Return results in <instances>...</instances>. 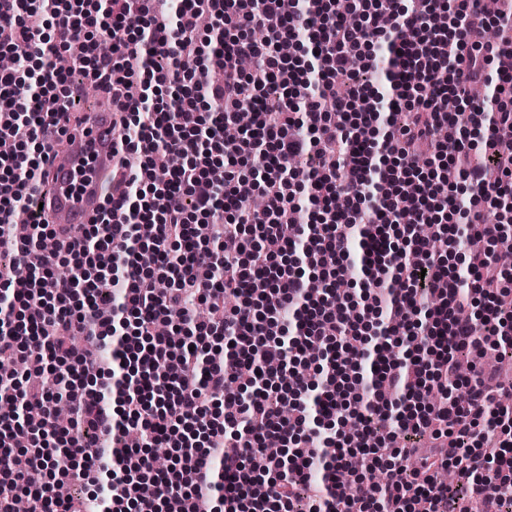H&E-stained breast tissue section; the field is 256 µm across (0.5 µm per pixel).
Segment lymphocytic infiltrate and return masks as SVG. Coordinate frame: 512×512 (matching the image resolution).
I'll use <instances>...</instances> for the list:
<instances>
[{
  "label": "lymphocytic infiltrate",
  "mask_w": 512,
  "mask_h": 512,
  "mask_svg": "<svg viewBox=\"0 0 512 512\" xmlns=\"http://www.w3.org/2000/svg\"><path fill=\"white\" fill-rule=\"evenodd\" d=\"M152 2L0 0V51L22 41L36 63L0 68V237L27 227L0 282V356L30 367L11 399L47 417L62 398L72 410L50 436L0 415V512L20 496L35 512H86L89 498L45 481H93L107 454L98 512H298L303 486L308 512H458L438 478L448 468L484 512H502L512 409L499 399L512 383L480 361L512 336V255L496 249L512 216L485 221L512 195V41L488 39L482 0H358L389 18L382 30L349 23L336 0L288 12L282 0H175L162 16ZM61 53L111 93L117 132L111 197L67 228L40 219L32 192L72 97L71 72L51 65ZM143 53L197 64L128 68ZM376 55L394 97L336 90L353 57ZM491 81V103L466 98ZM451 96L458 111L443 107ZM258 155L261 222L236 190L237 166ZM47 237L55 253L40 250ZM59 261L71 275L48 287ZM355 266L359 298L340 285ZM161 322L171 336L156 335ZM464 352L477 363L460 400ZM107 374L123 379L117 412L92 387ZM129 426L141 443L120 440ZM271 438L280 456L266 457ZM156 446L175 451L166 468Z\"/></svg>",
  "instance_id": "1"
}]
</instances>
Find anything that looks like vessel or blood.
I'll return each mask as SVG.
<instances>
[{
  "label": "vessel or blood",
  "instance_id": "vessel-or-blood-1",
  "mask_svg": "<svg viewBox=\"0 0 512 512\" xmlns=\"http://www.w3.org/2000/svg\"><path fill=\"white\" fill-rule=\"evenodd\" d=\"M65 145L51 150L39 193L49 222L87 224L102 209L112 183V104L104 102L80 122L64 124Z\"/></svg>",
  "mask_w": 512,
  "mask_h": 512
}]
</instances>
